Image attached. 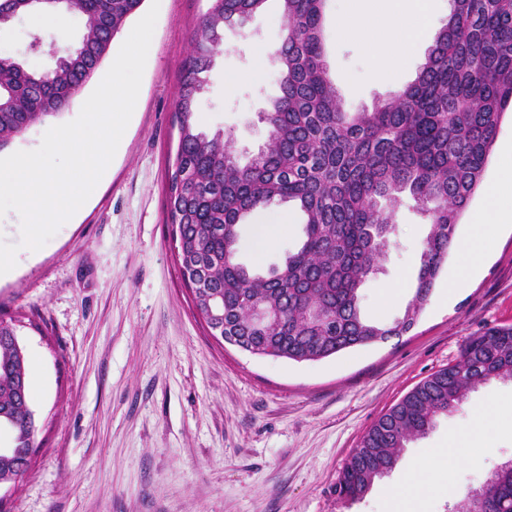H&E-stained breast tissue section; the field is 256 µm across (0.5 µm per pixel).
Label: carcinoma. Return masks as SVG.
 <instances>
[{"label": "carcinoma", "mask_w": 512, "mask_h": 512, "mask_svg": "<svg viewBox=\"0 0 512 512\" xmlns=\"http://www.w3.org/2000/svg\"><path fill=\"white\" fill-rule=\"evenodd\" d=\"M144 0H77L86 18L78 42L57 47L55 66L32 70L0 59V152L35 122L56 118L101 67L114 37ZM266 0H210L191 35L176 118L180 138L168 192L177 261L204 317L223 306L224 335L253 354L322 360L411 331L448 260L460 213L478 188L503 111L512 104V0H450L447 22L416 79L370 109L344 106L329 76L321 38L326 0H281L284 31L274 56L280 94L264 113L268 141L242 166L221 132L195 119L203 74L224 45V28L244 23ZM30 13L22 0H0L8 24ZM304 216L297 246L267 274L237 261L238 226L271 203ZM405 202L430 230L411 300L402 317L373 322L361 293L379 270L393 232L391 213ZM269 310L257 323L251 310ZM0 320V430L13 452H0V483L19 476L36 434L26 352ZM512 382V326L471 337L456 364L419 383L369 428L343 467L339 494L360 499L392 470L401 448L454 412L466 392ZM492 512H512V480Z\"/></svg>", "instance_id": "1"}]
</instances>
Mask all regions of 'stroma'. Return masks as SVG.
Segmentation results:
<instances>
[{
	"label": "stroma",
	"instance_id": "1",
	"mask_svg": "<svg viewBox=\"0 0 512 512\" xmlns=\"http://www.w3.org/2000/svg\"><path fill=\"white\" fill-rule=\"evenodd\" d=\"M327 0L323 39L344 105L372 108L413 82L449 0H431L417 47L389 77L360 41L339 38ZM209 0H160L136 106L105 175L85 204L39 250L20 247V217H0V240L18 245L0 276V319L22 320L29 394L38 414L31 469L0 484V512H448L449 487L482 485L512 459V418L483 419L477 406L512 409V382L470 390L453 414L408 443L395 468L362 498L339 497L346 459L373 422L418 383L456 363L467 341L512 326V223L465 287L449 290L467 254L450 249L414 328L385 343L309 362L262 357L219 343L194 311L175 262L165 190L178 139L176 100L191 33ZM77 14L0 29V58L51 68L50 50H28L32 32L69 42ZM282 36L276 0L244 26L225 30L224 48L196 113L199 126L229 136L240 162L267 142L263 112L278 93L272 51ZM512 146V110L501 117L482 186L456 227L477 231L498 154ZM396 234L379 273L362 290L364 313L402 315L429 231L409 206L393 214ZM274 232L265 243L263 230ZM301 235L300 219L274 203L239 227L238 259L267 270ZM472 431L467 448L453 433Z\"/></svg>",
	"mask_w": 512,
	"mask_h": 512
}]
</instances>
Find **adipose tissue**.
I'll return each instance as SVG.
<instances>
[{"mask_svg":"<svg viewBox=\"0 0 512 512\" xmlns=\"http://www.w3.org/2000/svg\"><path fill=\"white\" fill-rule=\"evenodd\" d=\"M429 21L428 0H347L336 19L339 34L369 45L379 62L376 77L399 68L418 43ZM499 178L487 189L486 204L479 219L481 231L460 245L471 260L457 274L454 287H463L475 275L482 259L495 243L501 224L512 221V150L498 160Z\"/></svg>","mask_w":512,"mask_h":512,"instance_id":"adipose-tissue-1","label":"adipose tissue"}]
</instances>
